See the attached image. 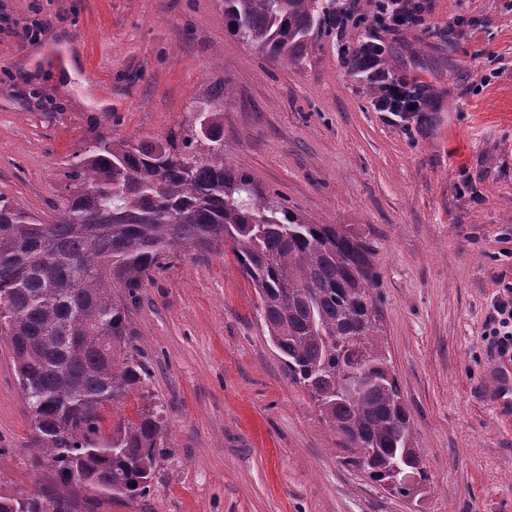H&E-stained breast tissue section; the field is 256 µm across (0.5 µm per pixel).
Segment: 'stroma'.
Instances as JSON below:
<instances>
[{"mask_svg":"<svg viewBox=\"0 0 512 512\" xmlns=\"http://www.w3.org/2000/svg\"><path fill=\"white\" fill-rule=\"evenodd\" d=\"M0 17V195L52 218L85 140L150 141L223 110L226 160L370 243L381 341L430 474L409 500L346 464L284 377L232 249L182 253L129 303L145 385L101 410L107 436L156 407L168 446L144 498L96 512H512V352L487 334L512 287V0H429L424 25L387 35V64L434 92L407 123L339 59L359 27L315 34L287 65L230 35L221 0H0ZM35 18L40 38L23 39ZM30 441L0 339V496L50 486Z\"/></svg>","mask_w":512,"mask_h":512,"instance_id":"stroma-1","label":"stroma"}]
</instances>
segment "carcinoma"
Wrapping results in <instances>:
<instances>
[{"label":"carcinoma","mask_w":512,"mask_h":512,"mask_svg":"<svg viewBox=\"0 0 512 512\" xmlns=\"http://www.w3.org/2000/svg\"><path fill=\"white\" fill-rule=\"evenodd\" d=\"M224 24L254 52L298 63L315 31L334 29L336 0H223ZM200 154L190 130L138 144L98 136L65 174L53 220L0 197V337L6 339L30 409L35 468L54 488L20 494L11 512H93L96 499L68 496L71 472L133 501L149 488L166 431L151 406L120 420L103 444L100 409L143 385L130 345L133 294L182 251L232 246L253 284L268 338L288 381L302 387L343 438L349 461L391 493L394 465L421 487L428 471L410 415L378 342L372 248L341 224H310L224 160V115ZM363 386L343 393L350 375Z\"/></svg>","instance_id":"obj_1"}]
</instances>
